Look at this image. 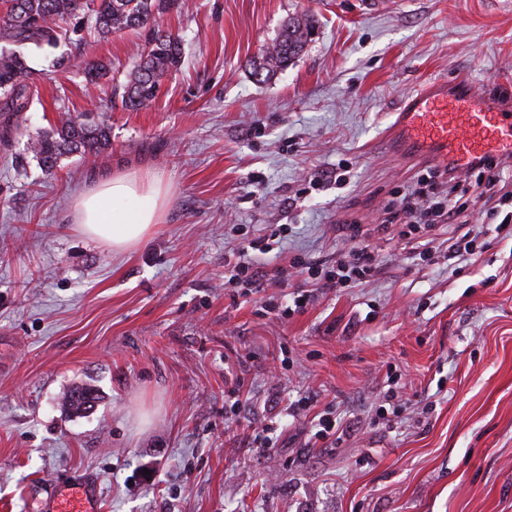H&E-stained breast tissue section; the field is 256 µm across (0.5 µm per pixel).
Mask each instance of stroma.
Listing matches in <instances>:
<instances>
[{
	"label": "stroma",
	"instance_id": "35a3bbf8",
	"mask_svg": "<svg viewBox=\"0 0 512 512\" xmlns=\"http://www.w3.org/2000/svg\"><path fill=\"white\" fill-rule=\"evenodd\" d=\"M161 24L182 64L155 101L121 104L144 37L68 33L38 75L25 135L0 148V512H41L93 480L101 512H512V197L478 261L446 258L464 226L434 231L431 261L380 228L429 161L391 150L408 96L465 78L512 100V0H188ZM318 30L267 84L245 65L293 15ZM112 64L87 90L82 62ZM107 119L111 149L41 171L27 138L63 117ZM346 161L351 179L311 185ZM120 172H157L159 224L125 251L81 234L77 196ZM381 260L368 282L318 291L288 319L287 289L224 282L242 233L288 237L263 263L332 262L351 223ZM241 383L238 417L224 393ZM96 410L66 416L76 384ZM309 395L304 416L289 401ZM401 406L384 420L380 405ZM336 417L340 439L309 437ZM275 421L273 447L244 436Z\"/></svg>",
	"mask_w": 512,
	"mask_h": 512
}]
</instances>
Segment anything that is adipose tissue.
<instances>
[{"instance_id":"1","label":"adipose tissue","mask_w":512,"mask_h":512,"mask_svg":"<svg viewBox=\"0 0 512 512\" xmlns=\"http://www.w3.org/2000/svg\"><path fill=\"white\" fill-rule=\"evenodd\" d=\"M167 195L160 175L118 173L77 198L74 221L84 235L124 251L147 238L161 218Z\"/></svg>"}]
</instances>
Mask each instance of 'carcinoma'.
<instances>
[{
	"mask_svg": "<svg viewBox=\"0 0 512 512\" xmlns=\"http://www.w3.org/2000/svg\"><path fill=\"white\" fill-rule=\"evenodd\" d=\"M185 6V0H0V40L16 47L14 51L0 53L4 130H10L13 119L29 111L33 104L31 87L37 73L28 65L27 55L56 46L61 25L79 16L103 38L123 30L144 34L146 53L129 73L122 98L129 110L147 108L156 97L160 79L178 67L182 58L180 39L158 25L157 19ZM314 30V21L307 15L288 18L267 51L250 61V77L258 83L271 80L300 55ZM83 68L88 85L95 87L110 73L112 64L89 58L83 62ZM111 147V128L107 123L72 118L61 120L55 128L29 142L30 152L47 174L55 173L65 156L96 157ZM90 402H99L98 389L78 385L67 392L63 408L67 415L79 416L89 410Z\"/></svg>",
	"mask_w": 512,
	"mask_h": 512,
	"instance_id": "carcinoma-1",
	"label": "carcinoma"
}]
</instances>
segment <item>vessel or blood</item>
I'll return each instance as SVG.
<instances>
[{"label":"vessel or blood","instance_id":"b4317fda","mask_svg":"<svg viewBox=\"0 0 512 512\" xmlns=\"http://www.w3.org/2000/svg\"><path fill=\"white\" fill-rule=\"evenodd\" d=\"M404 146L457 167L486 156L512 158V105L488 107L469 81L433 84L409 100L392 131ZM95 485L53 502L51 512H97Z\"/></svg>","mask_w":512,"mask_h":512}]
</instances>
